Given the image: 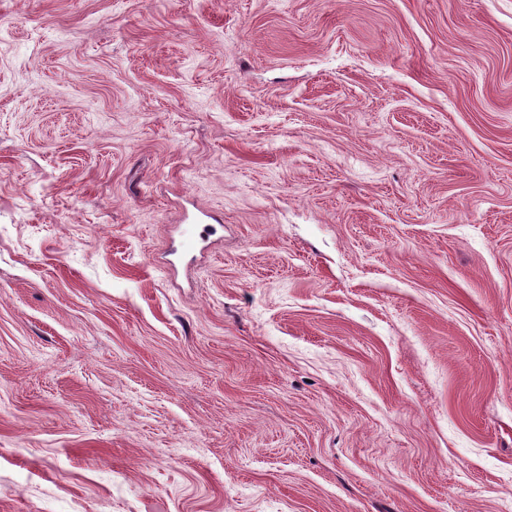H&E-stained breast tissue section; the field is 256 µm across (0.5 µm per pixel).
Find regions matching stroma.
Masks as SVG:
<instances>
[{"label": "stroma", "mask_w": 512, "mask_h": 512, "mask_svg": "<svg viewBox=\"0 0 512 512\" xmlns=\"http://www.w3.org/2000/svg\"><path fill=\"white\" fill-rule=\"evenodd\" d=\"M0 512H512V0H0Z\"/></svg>", "instance_id": "35a3bbf8"}]
</instances>
